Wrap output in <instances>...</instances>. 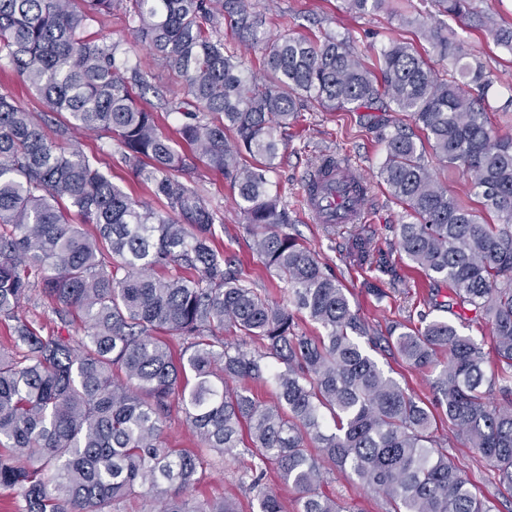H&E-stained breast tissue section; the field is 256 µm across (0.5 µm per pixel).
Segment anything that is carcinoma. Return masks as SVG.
<instances>
[{
	"label": "carcinoma",
	"mask_w": 512,
	"mask_h": 512,
	"mask_svg": "<svg viewBox=\"0 0 512 512\" xmlns=\"http://www.w3.org/2000/svg\"><path fill=\"white\" fill-rule=\"evenodd\" d=\"M435 3L512 52V26L471 0ZM382 5L347 0L354 13ZM117 12L182 85L165 100L183 117L172 137L143 104L149 72L96 30ZM226 24L261 50L264 78L224 42ZM261 24L246 0H0V67L68 113L70 129L108 134L163 205L135 200L99 162L48 137L43 115L0 95V319L12 322L0 350V489L18 493L19 512H120L133 496L147 512H239L187 492L210 457L229 463L241 447L254 458L239 483L256 491L255 512H284L262 486L271 465L299 493V512H343L319 492L328 464L391 512H496L433 434V406L512 489V136L493 124L512 97L489 103L491 74L465 62L464 40L446 26L424 31L442 67L391 40L372 69L348 36L268 40ZM303 106L364 113L386 148L380 178L407 218L400 253L450 287L458 319L488 321L500 374L487 375L483 343L444 319L370 334L332 270L288 232L269 174ZM426 144L461 170L493 222L437 181ZM199 162L237 190L256 259L325 334L299 331L287 307L240 279L217 243L224 215L198 191ZM25 303L63 329L81 323L82 335H42L20 314ZM226 329L241 341H225ZM363 338L435 373L432 405L385 374ZM250 341L257 349H244ZM269 376L274 399L261 401L244 381ZM175 415L199 447L169 444Z\"/></svg>",
	"instance_id": "obj_1"
}]
</instances>
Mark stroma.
I'll use <instances>...</instances> for the list:
<instances>
[{
  "label": "stroma",
  "instance_id": "35a3bbf8",
  "mask_svg": "<svg viewBox=\"0 0 512 512\" xmlns=\"http://www.w3.org/2000/svg\"><path fill=\"white\" fill-rule=\"evenodd\" d=\"M253 11L263 19V29L277 37L291 32L307 37L329 32L348 34L353 45L365 60H372L374 47L393 39H403L415 46H423L419 23L439 22L440 16L432 0H386L383 7L365 16H355L345 10L344 0H250ZM410 16L414 25L402 24V16ZM103 33L123 41L130 61L142 62L149 67L153 84L162 91L172 90V72L154 61L148 51L135 38L121 17L104 21ZM460 36L468 42L473 58L480 61L494 77L488 93L491 104L498 105L512 95V53L496 45L492 36L484 31L460 29ZM0 93L13 96L26 109L46 113L40 97L23 85L10 69H0ZM44 125L47 135L65 147H77L87 156L105 159L111 167L112 180L132 193L134 198L146 202L153 209L162 204L150 192L134 183L114 141L87 132L75 135L64 131V116L46 113ZM325 154L345 157L358 167L369 183L367 220L361 224H345L335 228L319 223L308 211L303 183L319 158ZM383 144L374 133L360 122L358 113L343 111L303 110L299 132L285 139L280 147L274 171L270 178L280 189L294 223L293 231L303 243L330 267L346 289L352 310L372 332H385L387 326L399 322L417 326L421 316L432 311V291L448 296V286L433 288L419 268L396 251L394 243L403 222V210L388 196L378 171L384 160ZM202 195L224 214L221 235L224 250L239 262L244 277L252 287L267 291L270 299L291 306L292 296L284 283L257 264L252 255V240L244 232V219L235 205L234 193L224 178L205 166L196 171ZM365 233L371 239L373 255L386 258V267L360 264L351 253L353 235ZM375 360L386 374L396 379L406 392L429 402L433 399L432 375L404 364L398 356L375 352ZM436 434L447 439L448 455L469 479L478 496L494 502L500 512H512V490L501 485L487 470L480 454L464 447L453 437L444 415L436 417ZM323 492L335 498L346 512H389L388 502L379 495L365 490L356 479L346 478L340 471L327 476ZM199 498H229L237 502L240 512H250L252 493L239 487L234 467L221 463L211 465L194 489Z\"/></svg>",
  "mask_w": 512,
  "mask_h": 512
}]
</instances>
